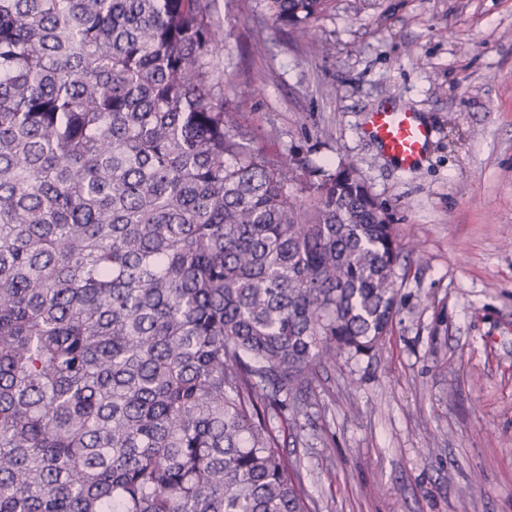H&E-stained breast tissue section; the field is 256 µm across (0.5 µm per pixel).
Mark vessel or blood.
<instances>
[{
    "instance_id": "obj_1",
    "label": "vessel or blood",
    "mask_w": 512,
    "mask_h": 512,
    "mask_svg": "<svg viewBox=\"0 0 512 512\" xmlns=\"http://www.w3.org/2000/svg\"><path fill=\"white\" fill-rule=\"evenodd\" d=\"M365 130L384 153L407 170L417 168L422 162L432 136L430 128L416 113L392 105L371 113Z\"/></svg>"
}]
</instances>
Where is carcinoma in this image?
Segmentation results:
<instances>
[{"label":"carcinoma","mask_w":512,"mask_h":512,"mask_svg":"<svg viewBox=\"0 0 512 512\" xmlns=\"http://www.w3.org/2000/svg\"><path fill=\"white\" fill-rule=\"evenodd\" d=\"M333 0H266L310 39ZM210 0H0V512H312L268 411L372 352L406 245L252 145Z\"/></svg>","instance_id":"cac0c4a2"}]
</instances>
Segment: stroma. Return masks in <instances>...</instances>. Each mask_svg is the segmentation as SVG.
Listing matches in <instances>:
<instances>
[{
	"label": "stroma",
	"mask_w": 512,
	"mask_h": 512,
	"mask_svg": "<svg viewBox=\"0 0 512 512\" xmlns=\"http://www.w3.org/2000/svg\"><path fill=\"white\" fill-rule=\"evenodd\" d=\"M213 79L256 147L348 159L418 250L377 349L314 367L270 426L313 512H512V0H335L314 38L214 0ZM393 102L434 130L408 171L365 135Z\"/></svg>",
	"instance_id": "1"
}]
</instances>
